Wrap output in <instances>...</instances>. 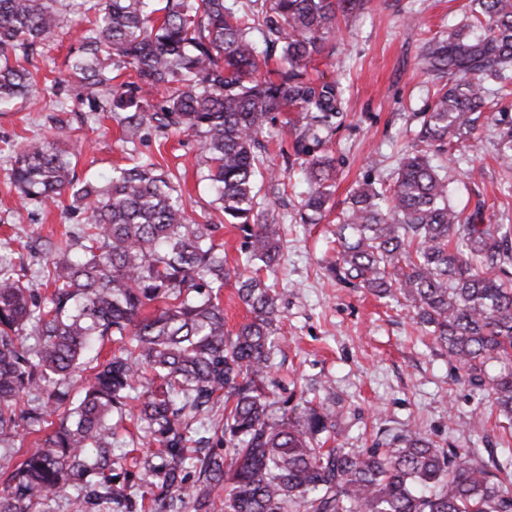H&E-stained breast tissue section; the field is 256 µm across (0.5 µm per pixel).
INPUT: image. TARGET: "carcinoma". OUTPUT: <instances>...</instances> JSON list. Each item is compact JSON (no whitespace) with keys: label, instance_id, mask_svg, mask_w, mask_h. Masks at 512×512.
<instances>
[{"label":"carcinoma","instance_id":"carcinoma-1","mask_svg":"<svg viewBox=\"0 0 512 512\" xmlns=\"http://www.w3.org/2000/svg\"><path fill=\"white\" fill-rule=\"evenodd\" d=\"M369 0H97L70 80L94 112L119 116L127 140L173 129L199 138L208 187L226 224L246 233L239 266L224 265L216 225L192 220L171 173L149 159L115 167L107 182L80 180L75 158L52 136L15 152L12 183L42 204L70 196L80 234L40 241L50 258L42 295L0 264V440L48 431L25 453L0 512H43L74 491L91 512H512V457L448 448L419 428L384 430L367 448L337 442L342 413L277 394L274 355L283 338L279 293L259 272L282 246L260 179L279 181L258 136L292 112L288 169H299L304 224H316L336 171L325 150L342 98L310 70L340 18ZM56 0H0V101L36 92L26 67L60 24ZM478 9L423 48L426 73L444 81L421 113L416 139L433 148L400 158L393 183L353 190L346 234L331 271L378 297L404 300L461 371L512 425V226L487 224L453 201V144L476 129L494 99L512 93V0ZM279 50L262 75L266 50ZM129 72L114 85L113 72ZM498 156L512 164V126ZM236 278L251 319L225 329L219 292ZM163 306L146 315L154 302ZM105 340L104 362L90 356ZM80 383L76 399L71 388ZM137 421L152 456L132 459L145 489L117 473L114 448ZM334 445L327 446L328 442ZM223 448L224 453L215 449Z\"/></svg>","mask_w":512,"mask_h":512}]
</instances>
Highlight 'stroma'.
I'll return each instance as SVG.
<instances>
[{"instance_id": "obj_1", "label": "stroma", "mask_w": 512, "mask_h": 512, "mask_svg": "<svg viewBox=\"0 0 512 512\" xmlns=\"http://www.w3.org/2000/svg\"><path fill=\"white\" fill-rule=\"evenodd\" d=\"M472 0H372L350 17L330 40L318 62L324 80L339 81L343 118L327 150L335 160L333 195L319 223L297 220L305 184L281 191L264 183L283 249L271 281L282 294V332L275 379L282 396L296 400L302 389L324 396L334 391L344 416L349 447L370 446L384 428L420 426L456 448L470 445L495 455L512 453L499 432L470 430L466 423L482 404L478 391L457 380L458 372L431 337L412 323L407 309L338 279L327 267L336 258L339 218L346 199L364 179L392 181L399 154L411 145L419 114L433 100L435 85L423 70L425 43L469 15ZM78 17L62 22L36 56L37 100L0 105V263L44 281L40 255L25 249L30 240H60L76 233L80 214L70 197L45 206L21 200L11 183L14 148L28 140L61 133L78 153V177L107 178L130 156L151 159L176 174L189 217L214 220L224 244V260L235 266L244 234L224 224L203 176L197 137L169 130L130 144L111 113L93 112L74 102L72 111L52 109L54 81L66 79L67 57L81 44ZM488 118L457 151L453 166L455 199L467 210L483 206L491 224H512V172L498 157V132L512 126V96L499 99ZM476 170L468 178V170Z\"/></svg>"}]
</instances>
